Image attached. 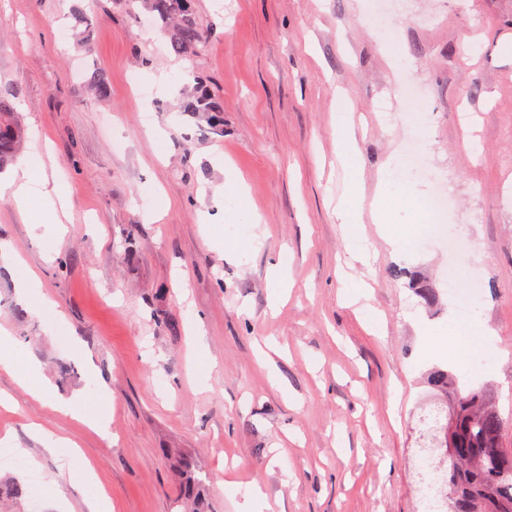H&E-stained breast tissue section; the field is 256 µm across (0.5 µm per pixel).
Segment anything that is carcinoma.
<instances>
[{
  "mask_svg": "<svg viewBox=\"0 0 512 512\" xmlns=\"http://www.w3.org/2000/svg\"><path fill=\"white\" fill-rule=\"evenodd\" d=\"M155 18L159 32L179 55L200 56L209 48L207 35L193 8V0H137ZM185 111L216 122L222 103L199 80ZM12 100L0 94V165L15 152L21 139L12 114ZM503 419L485 401L480 388L457 389L449 402L447 423L427 436L430 446L451 447L448 465L425 470L427 487L440 486L449 512H512V455L501 446ZM179 495L176 512H205L201 491L206 478L188 459L174 458ZM26 494L18 480H0V503Z\"/></svg>",
  "mask_w": 512,
  "mask_h": 512,
  "instance_id": "cac0c4a2",
  "label": "carcinoma"
}]
</instances>
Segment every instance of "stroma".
Segmentation results:
<instances>
[{
    "label": "stroma",
    "mask_w": 512,
    "mask_h": 512,
    "mask_svg": "<svg viewBox=\"0 0 512 512\" xmlns=\"http://www.w3.org/2000/svg\"><path fill=\"white\" fill-rule=\"evenodd\" d=\"M403 4L392 49L360 0H196L209 51L187 58L122 0H0L17 155L44 151L71 191L66 216L37 226L0 191V355L34 360V383L75 401L57 411L0 367V436L41 464L0 462L1 477H37L19 512H83L81 484L43 492L65 467L92 468L111 512H172V450L208 474L209 512H238L227 487L254 483L271 512H424L419 419L442 403L428 375L460 373L486 334L491 366L469 383L512 452V0ZM74 13L85 32L61 36ZM98 74L107 96L87 88ZM198 74L224 104L219 125L181 109ZM340 88L367 194L394 147L430 167L392 175V223L424 234L415 203L394 196L446 187L445 233L480 288L467 333L442 239L406 259L368 223L373 265L346 252L333 212ZM284 251L294 286L273 310ZM347 278L371 285L383 335L345 298ZM100 418L110 437L91 428ZM48 437L77 455L51 456Z\"/></svg>",
    "instance_id": "stroma-1"
}]
</instances>
